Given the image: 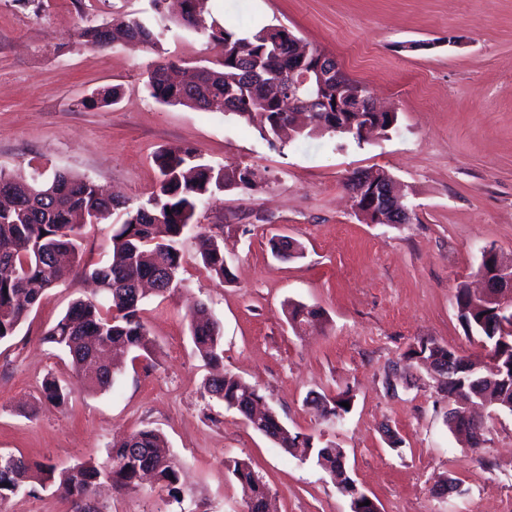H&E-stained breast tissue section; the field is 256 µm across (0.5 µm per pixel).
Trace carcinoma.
Wrapping results in <instances>:
<instances>
[{
  "mask_svg": "<svg viewBox=\"0 0 512 512\" xmlns=\"http://www.w3.org/2000/svg\"><path fill=\"white\" fill-rule=\"evenodd\" d=\"M198 0H182L179 25L201 34L217 49L210 64L198 68L197 81L188 88L169 82L161 73L176 66L167 59L149 72L146 89L154 99L206 112H230L248 121L259 119L260 128H288L289 113L280 108L278 92L285 87L290 67L288 41L277 39L275 28L265 26L248 36H240L216 20L206 21L196 9ZM167 25L156 18H114L108 23L80 27L78 36L85 43L105 48L136 39L146 47L160 51ZM261 61L264 84L248 87L243 83L245 69L252 60ZM161 180L156 192L144 205L133 207L127 201L103 194L88 176L58 170L51 181L41 183L22 172L0 170V341L14 336L27 314L55 287L64 275L61 258L67 256L74 266L83 264L79 243L80 229L91 222L106 220L114 213L122 220L112 235V261L88 270L99 285V297L79 299L48 331L47 340L65 352L78 376L90 388L105 390L113 386L117 372L96 369L99 360L112 363V356L135 353L149 355L154 340L139 317L148 284L157 296L178 287L182 268V244L191 237L197 241L203 268L224 280L230 269L224 255V242L199 230L192 223L196 210L208 204L217 193L237 186L254 190L260 176L247 167L226 165L214 168L201 162L190 148H165L155 155ZM285 236L269 240L271 251L284 259L302 257L300 243L288 241V252L280 251ZM459 318L467 333L478 337L488 348V360L474 372L475 364L435 340L419 343L412 355L429 361L433 357L451 359L456 365L454 381L437 380L441 392L460 399L470 392L479 374L487 375L474 397L485 404L512 413V319L494 313L496 305L473 295L461 285L455 295ZM323 313L315 307L288 304V323L295 331L315 326ZM191 338L199 357L207 364H224L220 327L206 317L204 306H197L191 319ZM209 397L251 418L253 402L259 391L228 372L214 375L205 384ZM43 399L60 406L70 392L58 379L48 377L41 386ZM350 401L342 395L332 400L313 399L320 415L338 417ZM255 430L271 438L286 452L304 454L324 471L336 473V464L344 450L333 442H316L313 437L291 432L273 411L260 418ZM161 436L154 429H140L112 446L101 462H84L55 472V469L31 464L12 454H0V501L28 491L34 479L43 482L57 478L58 486L72 501L89 499L102 480L123 490L138 485L145 473H152L164 484L169 496L180 502V464L157 453ZM228 470L242 488L244 512H265L268 489L243 459L228 464Z\"/></svg>",
  "mask_w": 512,
  "mask_h": 512,
  "instance_id": "cac0c4a2",
  "label": "carcinoma"
}]
</instances>
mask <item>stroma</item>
Segmentation results:
<instances>
[{
  "label": "stroma",
  "mask_w": 512,
  "mask_h": 512,
  "mask_svg": "<svg viewBox=\"0 0 512 512\" xmlns=\"http://www.w3.org/2000/svg\"><path fill=\"white\" fill-rule=\"evenodd\" d=\"M226 28H288L336 59L397 116L364 144L331 134L268 141L238 116L163 104L144 89L160 59L199 65L204 37L171 26L161 52L82 44L77 29L146 16L149 0H0V169L49 179L93 178L130 205L159 185L156 151L191 148L205 161L256 170V190L231 188L193 221L224 237L230 281L196 263L185 240L180 290L152 297L140 317L156 343L124 360L113 387L91 389L46 332L93 287L72 272L19 329L0 341V453L56 469L105 458L114 441L148 427L182 467L199 512H243L226 465L246 460L269 490L271 512H351L334 478L209 398L211 369L195 353L189 310L204 303L222 331L224 369L259 389L291 431L335 442L379 512H512V413L479 409L481 452L450 431L448 399L413 351L433 339L484 360L455 293L484 249L512 257V0H205ZM119 87L115 103L99 91ZM381 168L401 184L408 224H368L344 187ZM285 234L302 258H276ZM319 308L322 325L295 334L288 303ZM53 376L67 403L44 402ZM349 394L348 413L319 415L316 396ZM399 438L392 447L391 438ZM101 498L110 512H180L153 480ZM56 484L0 502V512H72Z\"/></svg>",
  "instance_id": "stroma-1"
}]
</instances>
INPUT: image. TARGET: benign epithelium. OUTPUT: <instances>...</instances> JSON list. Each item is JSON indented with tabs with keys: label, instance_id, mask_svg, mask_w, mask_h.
Returning <instances> with one entry per match:
<instances>
[{
	"label": "benign epithelium",
	"instance_id": "benign-epithelium-1",
	"mask_svg": "<svg viewBox=\"0 0 512 512\" xmlns=\"http://www.w3.org/2000/svg\"><path fill=\"white\" fill-rule=\"evenodd\" d=\"M288 44L292 47L291 56L297 58L289 69V87L287 98L283 99L285 110L293 113L291 126L302 133L308 124L299 118L311 111L315 103L323 112H355L357 117L350 122L336 123V133H353L357 138H366L368 134L382 129L383 119L372 123L362 116L364 112H379L373 103L368 88L361 82L342 79L341 68H331L330 56L305 49L298 38L285 32ZM336 83V105L330 107L327 97L331 83ZM355 188L349 191L355 211L369 224H408L412 220L413 209L399 193L395 179L385 170L365 171L354 178ZM484 285L483 295H495L497 311H512V263L497 265L494 272L481 273Z\"/></svg>",
	"mask_w": 512,
	"mask_h": 512
}]
</instances>
